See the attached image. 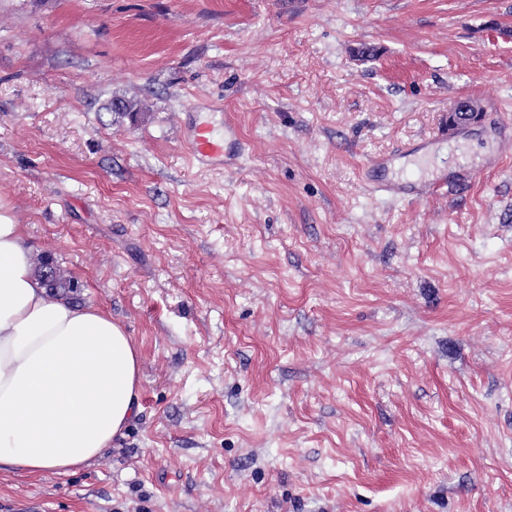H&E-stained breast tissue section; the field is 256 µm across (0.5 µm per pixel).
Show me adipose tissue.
Instances as JSON below:
<instances>
[{"instance_id":"ef3b65f1","label":"adipose tissue","mask_w":512,"mask_h":512,"mask_svg":"<svg viewBox=\"0 0 512 512\" xmlns=\"http://www.w3.org/2000/svg\"><path fill=\"white\" fill-rule=\"evenodd\" d=\"M138 346L110 314L48 293L0 211V472L68 474L141 412Z\"/></svg>"}]
</instances>
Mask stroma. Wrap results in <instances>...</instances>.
<instances>
[{
  "label": "stroma",
  "mask_w": 512,
  "mask_h": 512,
  "mask_svg": "<svg viewBox=\"0 0 512 512\" xmlns=\"http://www.w3.org/2000/svg\"><path fill=\"white\" fill-rule=\"evenodd\" d=\"M460 98L499 110L457 138ZM500 123L512 0H0V204L142 357L111 449L0 512H512ZM421 139L470 184L371 191ZM225 131H215L211 124L196 123L184 138L189 161L199 168L224 167Z\"/></svg>",
  "instance_id": "35a3bbf8"
}]
</instances>
